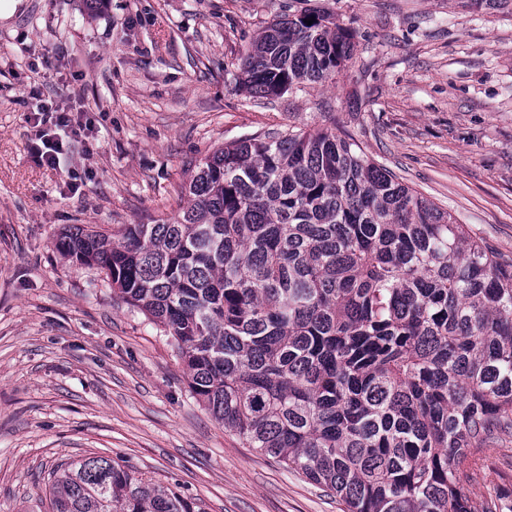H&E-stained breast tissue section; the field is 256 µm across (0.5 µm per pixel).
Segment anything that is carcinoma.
I'll list each match as a JSON object with an SVG mask.
<instances>
[{"mask_svg":"<svg viewBox=\"0 0 512 512\" xmlns=\"http://www.w3.org/2000/svg\"><path fill=\"white\" fill-rule=\"evenodd\" d=\"M355 48L321 10L282 16L239 85L325 88ZM184 193L172 221L117 239L74 224L54 249L174 339L225 429L344 512H498L467 485L493 432L512 429V263L328 128L228 143ZM50 480L52 512H205L104 456Z\"/></svg>","mask_w":512,"mask_h":512,"instance_id":"obj_1","label":"carcinoma"}]
</instances>
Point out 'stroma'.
Wrapping results in <instances>:
<instances>
[{"label":"stroma","instance_id":"stroma-1","mask_svg":"<svg viewBox=\"0 0 512 512\" xmlns=\"http://www.w3.org/2000/svg\"><path fill=\"white\" fill-rule=\"evenodd\" d=\"M318 8L357 34L324 90L252 97L237 77L276 17ZM93 129L39 164L33 97ZM330 127L512 261V5L471 0H22L0 18V512H52L48 475L102 455L205 512H342L191 394L171 337L53 242L178 215L224 144ZM80 191L59 193L68 173ZM512 512V431L468 487Z\"/></svg>","mask_w":512,"mask_h":512}]
</instances>
